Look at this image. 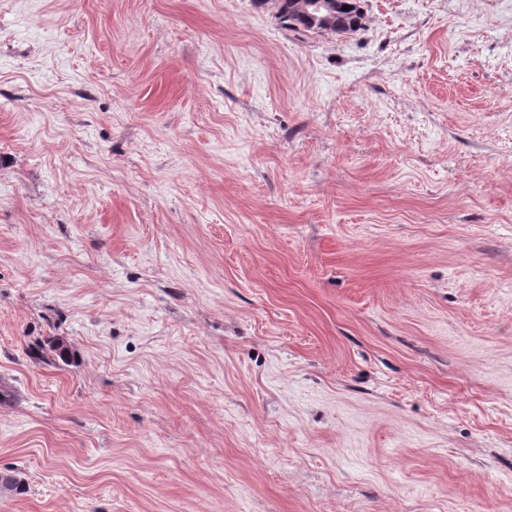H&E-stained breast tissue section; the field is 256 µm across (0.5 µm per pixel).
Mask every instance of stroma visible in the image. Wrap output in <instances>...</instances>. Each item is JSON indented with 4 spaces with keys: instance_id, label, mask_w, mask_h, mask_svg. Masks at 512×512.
Wrapping results in <instances>:
<instances>
[{
    "instance_id": "obj_1",
    "label": "stroma",
    "mask_w": 512,
    "mask_h": 512,
    "mask_svg": "<svg viewBox=\"0 0 512 512\" xmlns=\"http://www.w3.org/2000/svg\"><path fill=\"white\" fill-rule=\"evenodd\" d=\"M360 5L0 0V512H512V0ZM296 1L298 0H280L276 18L283 28L301 33L299 31H304L307 27L300 18L299 5L294 4ZM340 3V0H307L302 13L310 18L312 28L331 25L338 18L343 19L337 11Z\"/></svg>"
}]
</instances>
